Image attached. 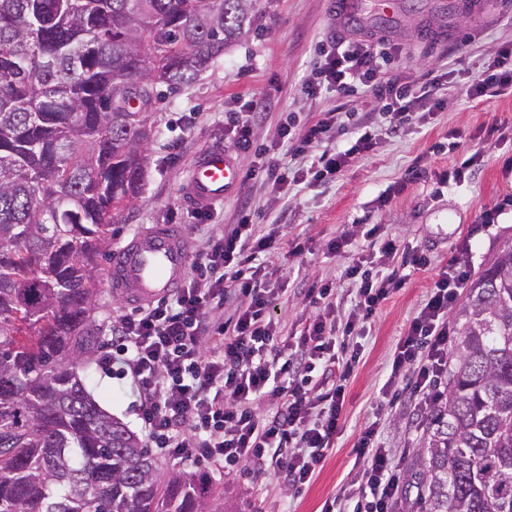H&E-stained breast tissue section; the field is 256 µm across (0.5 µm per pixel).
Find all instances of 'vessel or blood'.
<instances>
[{
  "label": "vessel or blood",
  "instance_id": "obj_1",
  "mask_svg": "<svg viewBox=\"0 0 512 512\" xmlns=\"http://www.w3.org/2000/svg\"><path fill=\"white\" fill-rule=\"evenodd\" d=\"M243 172L230 150L210 147L194 161L185 185L186 198L198 209L237 191ZM191 259L186 238L171 224L137 232L112 253L110 277L115 289L137 306L166 295L183 279Z\"/></svg>",
  "mask_w": 512,
  "mask_h": 512
}]
</instances>
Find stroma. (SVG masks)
<instances>
[{
    "mask_svg": "<svg viewBox=\"0 0 512 512\" xmlns=\"http://www.w3.org/2000/svg\"><path fill=\"white\" fill-rule=\"evenodd\" d=\"M376 0H363L364 27L386 32L390 61L387 74L411 83L437 81L439 101L422 99L415 118L396 138L386 135L383 103L362 92L339 97L322 90L301 93L311 66L329 44L358 39L356 30L336 24L332 0H259L253 29L229 46L224 55L192 85L164 92L150 108L155 136L140 200L113 225L109 249L100 259L95 321L102 338H110L119 315L132 312L131 303L109 285L111 251L134 233L154 224H176L185 232L192 251L236 223L241 203H249L257 224L279 222L284 240L300 239L305 250L282 258L271 284L278 288L276 315L288 332L299 331L312 312L296 299L295 289L315 282H336L347 314L351 290L341 281L349 254L330 255L328 240L357 224H378L384 235L401 243L420 245L433 253L434 266L425 271L404 268L405 282L373 319L362 352L348 377L343 428L336 436L322 470L300 494L285 496L271 478L255 481L223 468H210L215 505L219 512H320L324 501L358 487L353 468V444L362 427L374 420L381 388L395 345L422 303L436 271L449 257L468 251L472 272H479L512 239V90L473 98L467 89L478 67L505 47H512V0H396L395 19L381 24ZM269 102L265 114L251 124L250 149L237 147L226 129V115L245 109L248 94ZM339 108L359 112L372 134L371 150L356 154L336 182L309 188L290 186L279 192L252 180L199 215L184 197L188 171L208 147L233 150L241 169L276 158L293 169L303 164L291 144L279 141L281 120H314ZM499 132H492V125ZM483 149L481 165L464 180L442 182L475 149ZM496 213L494 223L481 221L483 211ZM99 385L96 398L132 430H140L139 399L127 380L88 368ZM425 415H414L406 396L388 405L384 442L393 448L403 470H411L422 447Z\"/></svg>",
    "mask_w": 512,
    "mask_h": 512,
    "instance_id": "stroma-1",
    "label": "stroma"
}]
</instances>
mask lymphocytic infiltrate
I'll return each instance as SVG.
<instances>
[{"mask_svg": "<svg viewBox=\"0 0 512 512\" xmlns=\"http://www.w3.org/2000/svg\"><path fill=\"white\" fill-rule=\"evenodd\" d=\"M384 53L361 45L321 54L303 84L313 95L333 87L346 96L364 89L390 95L389 131L410 123L418 88L383 82ZM512 88V50L502 49L474 78L470 95L492 96ZM353 140L336 147L339 133ZM281 137L296 152L311 144L324 150L307 171L276 164L249 170L248 176L276 185L323 183L339 177L352 156L372 146L369 131L354 113L327 112L315 123L287 124ZM373 239L371 251L354 252L357 237ZM274 231H260L249 214L209 240L180 288L151 306L121 316L112 327L111 347L100 362L128 378L139 397L145 447L192 463H222L281 480L299 492L320 472L341 425L343 387H325L323 377L339 363L351 342L363 336L397 282L385 266L397 257L394 241L379 240L376 228L344 233L328 241L331 254L351 253L343 276L355 287L345 323H337L336 290L314 285L304 294L313 312L300 332H285L275 316L278 292L266 270L280 254ZM470 270L451 258L440 270L405 336L394 352L382 387L391 396L398 379H408L421 409H430L448 376V344L454 336L450 312ZM354 453L364 467L353 512H393L402 475L390 449L378 439V424L361 431Z\"/></svg>", "mask_w": 512, "mask_h": 512, "instance_id": "f902f5d3", "label": "lymphocytic infiltrate"}]
</instances>
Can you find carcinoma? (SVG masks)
I'll list each match as a JSON object with an SVG mask.
<instances>
[{"label":"carcinoma","instance_id":"obj_1","mask_svg":"<svg viewBox=\"0 0 512 512\" xmlns=\"http://www.w3.org/2000/svg\"><path fill=\"white\" fill-rule=\"evenodd\" d=\"M256 0H0V512H208L78 368L95 258L134 207L147 109L252 26ZM403 512H512V241L467 287Z\"/></svg>","mask_w":512,"mask_h":512}]
</instances>
